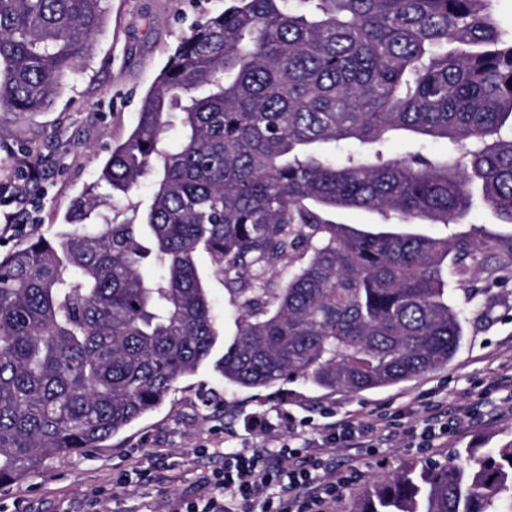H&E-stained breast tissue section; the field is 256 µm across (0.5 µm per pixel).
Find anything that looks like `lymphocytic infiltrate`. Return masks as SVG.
I'll return each mask as SVG.
<instances>
[{"label": "lymphocytic infiltrate", "instance_id": "f902f5d3", "mask_svg": "<svg viewBox=\"0 0 512 512\" xmlns=\"http://www.w3.org/2000/svg\"><path fill=\"white\" fill-rule=\"evenodd\" d=\"M389 427L381 417L350 415L318 440L298 430L274 450L218 449L223 467L200 472L194 498L174 501L171 512H332L348 480L324 463L323 450L374 447Z\"/></svg>", "mask_w": 512, "mask_h": 512}]
</instances>
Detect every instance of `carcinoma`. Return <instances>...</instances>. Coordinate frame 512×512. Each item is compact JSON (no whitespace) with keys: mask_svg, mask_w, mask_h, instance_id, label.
<instances>
[{"mask_svg":"<svg viewBox=\"0 0 512 512\" xmlns=\"http://www.w3.org/2000/svg\"><path fill=\"white\" fill-rule=\"evenodd\" d=\"M491 2L230 0L198 22L65 223L0 258V485L111 439L208 359L200 248L235 298L229 385L358 393L448 365L464 327L445 268L471 245L325 213L457 224L479 200L512 224V39ZM106 16L0 0V112L48 108ZM403 135L446 150L386 156ZM144 181L145 208H116ZM357 512H512V440L408 464ZM327 217L337 224H349L358 228H371L374 230H397L389 225H371L363 224H384L387 221L376 212H368L361 209H339L327 214Z\"/></svg>","mask_w":512,"mask_h":512,"instance_id":"1","label":"carcinoma"}]
</instances>
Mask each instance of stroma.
I'll use <instances>...</instances> for the list:
<instances>
[{
  "label": "stroma",
  "instance_id": "35a3bbf8",
  "mask_svg": "<svg viewBox=\"0 0 512 512\" xmlns=\"http://www.w3.org/2000/svg\"><path fill=\"white\" fill-rule=\"evenodd\" d=\"M224 7L225 0H108L92 58L54 103L41 112H0V182L14 179L21 167L29 173L22 201L10 206L17 228L0 235V257L25 245L32 233L53 236L112 144L135 126L141 97L173 49L198 21ZM417 230L478 244L474 259L446 272L465 321V336L447 366L356 394L301 380L259 393L231 387L217 367L236 334L231 294L201 250L197 265L219 331L211 357L125 431L99 447L50 458L1 489L0 512H168L169 502L193 498L197 470L223 466L216 449L278 447L288 438L292 415L320 434L349 414L397 419L394 438L376 450H329L328 461L352 477L336 512H355L367 483L392 477L406 462L444 460L477 437L493 446L511 440L512 224L481 204L459 223L421 224ZM431 404L447 408L450 426L444 439L425 449L406 432ZM136 459L151 465L154 482L117 485Z\"/></svg>",
  "mask_w": 512,
  "mask_h": 512
}]
</instances>
